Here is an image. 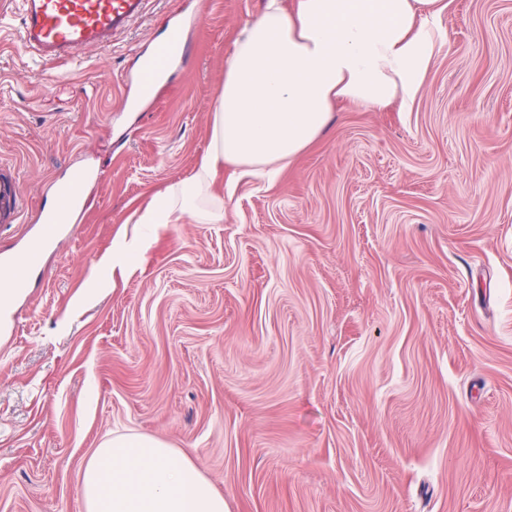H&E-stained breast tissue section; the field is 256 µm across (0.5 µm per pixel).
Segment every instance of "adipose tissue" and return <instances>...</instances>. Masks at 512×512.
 <instances>
[{"label": "adipose tissue", "mask_w": 512, "mask_h": 512, "mask_svg": "<svg viewBox=\"0 0 512 512\" xmlns=\"http://www.w3.org/2000/svg\"><path fill=\"white\" fill-rule=\"evenodd\" d=\"M452 0H267L234 40L195 174L156 193L137 217L148 234L124 238L88 281L138 268L152 229L224 213L198 201L218 173L229 181L276 176L306 150L339 107L412 111L446 44L441 23ZM85 512H226L224 497L188 457L146 435H116L86 463Z\"/></svg>", "instance_id": "obj_1"}]
</instances>
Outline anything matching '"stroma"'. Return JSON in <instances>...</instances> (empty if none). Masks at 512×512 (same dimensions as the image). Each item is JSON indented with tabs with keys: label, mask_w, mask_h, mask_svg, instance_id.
I'll use <instances>...</instances> for the list:
<instances>
[{
	"label": "stroma",
	"mask_w": 512,
	"mask_h": 512,
	"mask_svg": "<svg viewBox=\"0 0 512 512\" xmlns=\"http://www.w3.org/2000/svg\"><path fill=\"white\" fill-rule=\"evenodd\" d=\"M265 0H148L87 63H33L0 0V160L26 195L95 172L0 335V512H84L118 434L189 455L229 512H512V0H453L413 111L360 105L271 182L216 181L218 224L161 229L74 306L92 265L211 140L235 33ZM184 61L135 101L176 22Z\"/></svg>",
	"instance_id": "stroma-1"
}]
</instances>
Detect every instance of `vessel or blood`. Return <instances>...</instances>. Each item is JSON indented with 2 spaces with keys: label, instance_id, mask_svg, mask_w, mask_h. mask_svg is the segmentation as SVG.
<instances>
[{
  "label": "vessel or blood",
  "instance_id": "obj_1",
  "mask_svg": "<svg viewBox=\"0 0 512 512\" xmlns=\"http://www.w3.org/2000/svg\"><path fill=\"white\" fill-rule=\"evenodd\" d=\"M18 41L24 51L41 62L83 59L91 47L111 44L118 32L143 16L147 0H18ZM183 26L173 27L157 41L153 53L166 63L178 59L176 49L185 41ZM92 171L84 165L71 168L67 180L57 184V204L40 216V235L13 259L19 277L39 266L44 251L69 224L77 208L78 193ZM25 212L22 187L13 173L0 167V224L21 223Z\"/></svg>",
  "mask_w": 512,
  "mask_h": 512
}]
</instances>
